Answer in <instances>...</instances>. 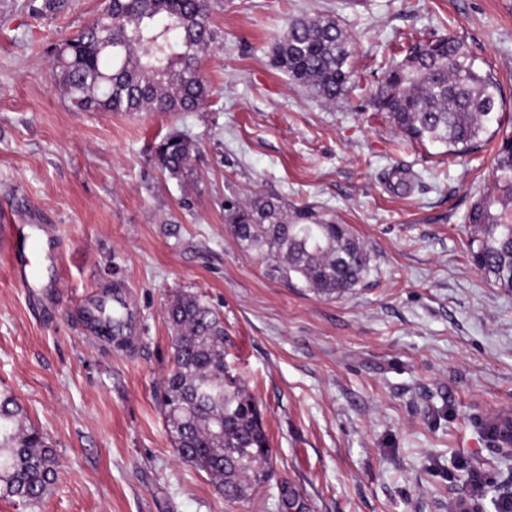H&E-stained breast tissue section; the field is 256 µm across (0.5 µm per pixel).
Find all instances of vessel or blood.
<instances>
[{
	"label": "vessel or blood",
	"mask_w": 512,
	"mask_h": 512,
	"mask_svg": "<svg viewBox=\"0 0 512 512\" xmlns=\"http://www.w3.org/2000/svg\"><path fill=\"white\" fill-rule=\"evenodd\" d=\"M0 257L8 263L14 282L46 309L58 304V244L43 225L0 221Z\"/></svg>",
	"instance_id": "1"
}]
</instances>
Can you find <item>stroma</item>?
<instances>
[{
    "label": "stroma",
    "mask_w": 512,
    "mask_h": 512,
    "mask_svg": "<svg viewBox=\"0 0 512 512\" xmlns=\"http://www.w3.org/2000/svg\"><path fill=\"white\" fill-rule=\"evenodd\" d=\"M196 112H78L50 75L53 49L103 0L35 13L0 0V213L47 225L60 304L40 309L0 261V393L44 432L62 467L37 505L0 512H500L512 470L490 422L512 412V292L469 253L472 204L493 152L460 162L402 142L372 97L398 44L449 32L500 83L512 113V0H212ZM335 19L355 75L328 105L272 64L289 20ZM179 129L192 179L153 147ZM281 197L349 224L371 255L362 282L319 296L270 277L224 221L228 200ZM125 282L126 346L87 309ZM190 291L224 320L225 361L258 402L267 479L228 500L181 461L159 406L173 364L164 311Z\"/></svg>",
    "instance_id": "stroma-1"
}]
</instances>
